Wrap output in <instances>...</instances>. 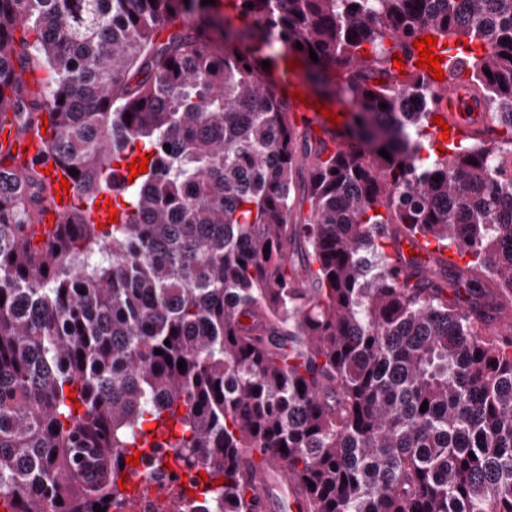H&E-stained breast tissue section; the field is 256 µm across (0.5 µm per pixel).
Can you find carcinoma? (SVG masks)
<instances>
[{
  "label": "carcinoma",
  "mask_w": 512,
  "mask_h": 512,
  "mask_svg": "<svg viewBox=\"0 0 512 512\" xmlns=\"http://www.w3.org/2000/svg\"><path fill=\"white\" fill-rule=\"evenodd\" d=\"M233 2L248 30L218 37L201 0H0V132H51L0 154V512H96L167 417L152 453L224 476L210 512H252L241 448L310 512H512V330L485 333L512 304V0ZM427 33L494 141L424 154L443 88L392 63ZM290 59L355 108L328 156L272 77ZM41 164L81 201L47 229ZM389 239L470 260L423 277ZM111 200V208H107L106 201ZM115 210V214L118 216V221L112 224H118L120 221L121 209L113 202L112 191L109 189L103 190L95 201L92 209L87 213L88 221L94 224H108L109 211Z\"/></svg>",
  "instance_id": "obj_1"
}]
</instances>
